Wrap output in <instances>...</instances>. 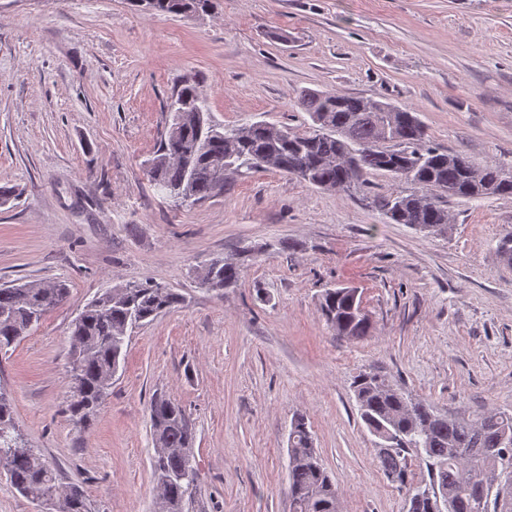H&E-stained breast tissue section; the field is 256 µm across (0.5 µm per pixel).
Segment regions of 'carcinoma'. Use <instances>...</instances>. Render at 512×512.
<instances>
[{"mask_svg":"<svg viewBox=\"0 0 512 512\" xmlns=\"http://www.w3.org/2000/svg\"><path fill=\"white\" fill-rule=\"evenodd\" d=\"M213 0H148V9L179 16L207 12ZM172 122L150 159V186L164 199L194 204L224 191L227 164L240 173L276 171L321 190L336 193L368 187L367 175L382 172L411 186L381 202L390 223L448 229L452 217L445 198L475 200L512 197V169L496 162L477 164L460 153L429 144L426 127L414 109L361 96L317 90L297 100L311 124L303 133L265 120L235 126L213 123L198 83L190 78L171 96ZM241 265L215 259L202 271L207 288H234ZM68 295L61 281L28 282L0 288V350L19 341ZM174 289L155 281L110 288L88 303L70 327L68 410L77 423L89 425L112 388L125 359L126 338L136 327L179 305ZM351 288H327L319 304L321 318L336 335L363 339L371 323L361 313ZM352 391L359 416L369 432L385 429L398 441L378 453L385 477L399 487L412 484L408 455L415 453L423 477L416 489L437 488L440 496L407 502V512H512V470H505L501 450L512 452V414L476 411L468 417L438 412L426 401H412L382 374L357 375ZM154 442L152 474L159 491V512H186L192 502L197 471L191 448L195 430L184 409L154 397L149 408ZM19 435L13 401L0 388V468L11 485L48 512H91L81 487L64 483L43 455ZM289 480L295 512H339L336 483L320 463L307 417L297 413L289 432ZM501 479L505 500L487 498L481 486Z\"/></svg>","mask_w":512,"mask_h":512,"instance_id":"obj_1","label":"carcinoma"}]
</instances>
